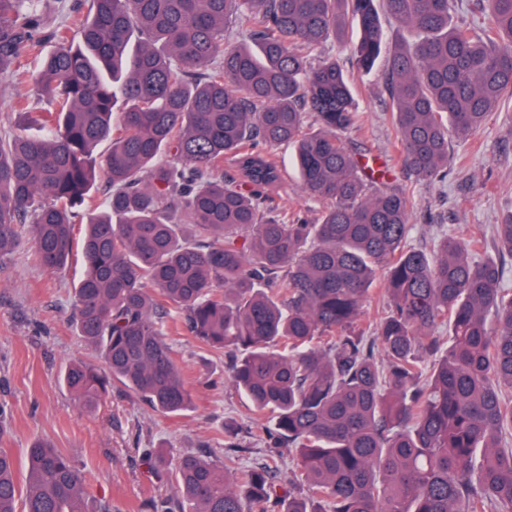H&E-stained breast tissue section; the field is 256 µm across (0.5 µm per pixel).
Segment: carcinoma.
<instances>
[{
    "mask_svg": "<svg viewBox=\"0 0 512 512\" xmlns=\"http://www.w3.org/2000/svg\"><path fill=\"white\" fill-rule=\"evenodd\" d=\"M38 2L0 0V76L25 86L4 89L25 121L0 133V261L25 226L60 271L85 225L74 323L105 369L70 363L65 386L92 410L116 380L178 415L193 396L163 327L182 330L230 358L271 460L300 471L285 497L274 466L183 455L153 512H512L503 267L474 260L483 236L411 244L410 190L366 174L343 140L361 123L351 82L314 58L351 17L372 70L376 0H76L56 27ZM382 2L416 35L380 73L397 143L417 181H441L449 138L512 100V0H485L481 29L458 0ZM231 24L247 43L224 46ZM282 145L310 215L288 208ZM491 240L512 255V211ZM86 486L44 438L23 485L0 448V512H89Z\"/></svg>",
    "mask_w": 512,
    "mask_h": 512,
    "instance_id": "cac0c4a2",
    "label": "carcinoma"
}]
</instances>
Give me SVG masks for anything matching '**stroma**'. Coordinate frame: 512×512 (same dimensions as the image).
<instances>
[{
	"instance_id": "1",
	"label": "stroma",
	"mask_w": 512,
	"mask_h": 512,
	"mask_svg": "<svg viewBox=\"0 0 512 512\" xmlns=\"http://www.w3.org/2000/svg\"><path fill=\"white\" fill-rule=\"evenodd\" d=\"M356 25H347L332 44L347 71L363 114L349 131L350 149L364 153L375 176L411 187V242L433 251L439 230L490 234L492 224L512 211V124L494 112L468 140H451L448 177L431 184L416 181L397 146L389 101L377 72L359 70L352 58ZM29 245L0 261V447L27 467L31 439L45 437L66 452L88 477L89 512L109 505L112 512H148L149 501L174 494L172 462L190 454L224 458V427L239 431L243 467L266 461L263 442L253 434L247 401L226 382L223 354L208 351L187 334L166 333L193 405L178 415L150 409L123 385H114L97 411L82 408L62 381L66 365L95 354L74 326V285L83 268L75 256L55 273L35 265ZM166 456L154 468L150 451Z\"/></svg>"
}]
</instances>
